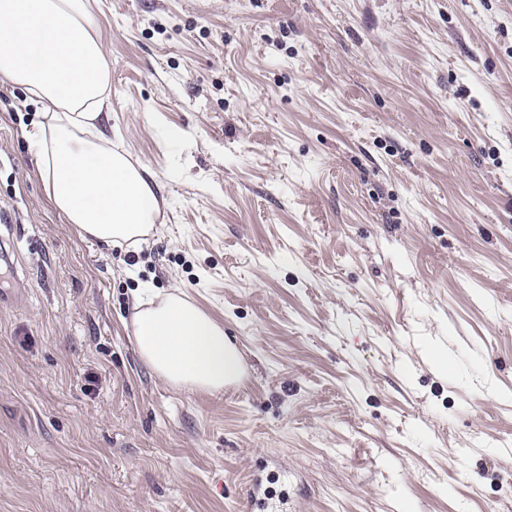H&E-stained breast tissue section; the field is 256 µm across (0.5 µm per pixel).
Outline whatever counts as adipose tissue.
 <instances>
[{
    "mask_svg": "<svg viewBox=\"0 0 512 512\" xmlns=\"http://www.w3.org/2000/svg\"><path fill=\"white\" fill-rule=\"evenodd\" d=\"M0 81L38 103L27 139L50 200L82 237L120 248L155 231L161 205L146 168L102 131L110 69L90 0H0ZM132 322L141 361L174 389L220 393L245 375L223 326L180 289L138 302Z\"/></svg>",
    "mask_w": 512,
    "mask_h": 512,
    "instance_id": "adipose-tissue-1",
    "label": "adipose tissue"
}]
</instances>
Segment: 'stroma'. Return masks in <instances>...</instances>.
<instances>
[{"label": "stroma", "instance_id": "stroma-1", "mask_svg": "<svg viewBox=\"0 0 512 512\" xmlns=\"http://www.w3.org/2000/svg\"><path fill=\"white\" fill-rule=\"evenodd\" d=\"M99 2L162 218L81 237L0 83V512H512V0ZM175 288L240 385L140 362Z\"/></svg>", "mask_w": 512, "mask_h": 512}]
</instances>
